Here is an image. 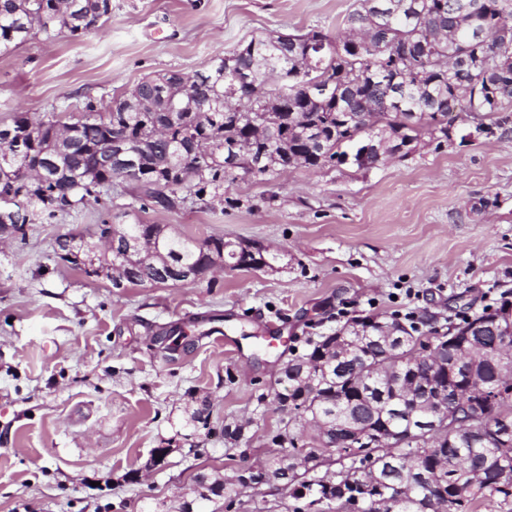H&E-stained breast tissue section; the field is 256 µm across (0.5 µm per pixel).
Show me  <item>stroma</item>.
<instances>
[{"instance_id": "obj_1", "label": "stroma", "mask_w": 512, "mask_h": 512, "mask_svg": "<svg viewBox=\"0 0 512 512\" xmlns=\"http://www.w3.org/2000/svg\"><path fill=\"white\" fill-rule=\"evenodd\" d=\"M354 2L112 0L96 33L0 53V126L82 115L254 37L335 30ZM100 219L75 210L0 241V512H224L196 476L231 474L225 422L260 408L276 425L273 386L306 337L394 313L455 325L463 305L512 302V118L480 131L460 112L443 146L423 141L365 175L240 177L223 196L188 193L142 215L200 240L277 248L261 271L117 289L54 255L58 236L92 234ZM204 398L210 427L185 436Z\"/></svg>"}]
</instances>
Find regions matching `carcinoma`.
<instances>
[{"label":"carcinoma","mask_w":512,"mask_h":512,"mask_svg":"<svg viewBox=\"0 0 512 512\" xmlns=\"http://www.w3.org/2000/svg\"><path fill=\"white\" fill-rule=\"evenodd\" d=\"M404 7L384 14L360 0L336 33L311 30L285 45L275 36L252 38L231 57L216 58L187 76L191 85L172 83L169 75L142 79L111 103L89 101L85 122L65 135L61 120L49 117L29 127L27 115L0 127V212L10 210L16 237L25 239L29 221L50 224L58 216L111 197V170H101L97 154L119 128L132 144V166L139 177L123 181L129 206L170 210L167 196L155 185L176 182L198 171L189 188L194 195L224 192L235 180L225 153L240 142L262 158L257 178L282 171L288 158L304 166L343 165L360 155L371 139L407 145L401 156L424 138L448 141L451 112L491 117L509 111L512 102V5L509 0H481V8H458L461 0H385ZM112 16V0H0V51L7 53L39 32L52 40L63 30L74 37L97 31ZM401 88L397 98L388 90ZM270 112L263 129L248 115ZM108 225L110 221L101 220ZM112 225V224H110ZM85 248L125 287L164 284L184 272H203L210 256L222 255L233 269L260 270L270 265L260 251L252 254L224 237L204 240L181 236L160 224L112 225V250L102 253L94 242ZM503 327L499 336H475L469 350L463 334L473 324ZM365 337L338 361L336 336L314 340L289 359L277 383H287V417L265 432L266 440L288 452L262 463L267 479L288 485L298 505L292 512H321V507L362 501L363 512L383 497L397 498L396 512H420L431 495L446 503V512H470L487 496L512 499V303L486 308L446 329L433 323L401 327L406 345L385 352L370 340L373 317L353 319ZM446 338L448 354L464 353L466 370L447 375L423 358L418 345ZM414 362L420 380L456 388L459 401L443 427L438 446L416 436L394 448H361L356 433L409 427L419 414L416 398L400 392L397 376L379 379L373 366ZM210 402L204 399L185 421L194 433L208 426ZM253 420L224 425V444L236 448ZM337 454L340 469L316 471ZM303 456L308 467L296 470ZM229 501L236 484L226 477L209 486Z\"/></svg>","instance_id":"cac0c4a2"}]
</instances>
